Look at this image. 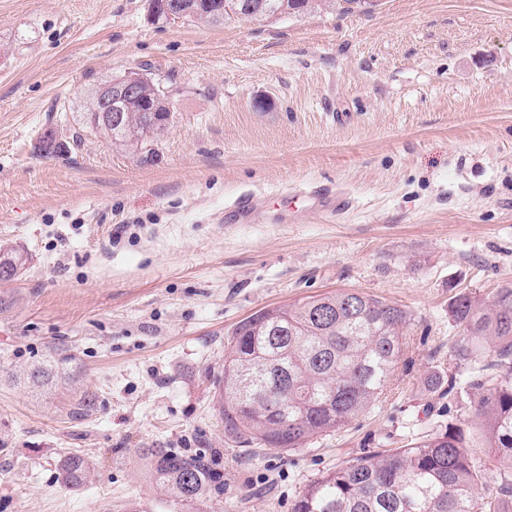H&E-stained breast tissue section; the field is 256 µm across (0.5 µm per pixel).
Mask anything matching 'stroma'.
Listing matches in <instances>:
<instances>
[{"label": "stroma", "mask_w": 512, "mask_h": 512, "mask_svg": "<svg viewBox=\"0 0 512 512\" xmlns=\"http://www.w3.org/2000/svg\"><path fill=\"white\" fill-rule=\"evenodd\" d=\"M0 243L28 252L0 285V512H165L135 451L216 455L206 512H289L318 474L469 420L429 391L448 370L455 295L512 287V0H368L216 25L154 19L147 0H0ZM150 69L174 117L154 159L87 136L34 153L97 86ZM330 184L355 208L295 223L229 213L245 191ZM356 289L411 314L377 405L295 451L224 437L210 380L257 311ZM83 373L99 405L15 367ZM98 463L78 491L60 454ZM15 377L38 388L51 387L58 378V370L52 364H33L22 371L16 370Z\"/></svg>", "instance_id": "obj_1"}]
</instances>
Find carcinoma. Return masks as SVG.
I'll use <instances>...</instances> for the list:
<instances>
[{
	"mask_svg": "<svg viewBox=\"0 0 512 512\" xmlns=\"http://www.w3.org/2000/svg\"><path fill=\"white\" fill-rule=\"evenodd\" d=\"M262 20L314 11L327 0H194L193 21L216 24L212 10ZM160 81L127 103L122 124L97 120L87 102L79 126L69 130L60 153L80 147L87 134L102 135L133 153L155 154L154 142L168 129L172 113L145 112ZM29 255L0 245V284L19 279ZM458 328L448 357V380L434 375L429 388L448 396L465 393L477 430L454 423L438 435L417 438L394 450L365 449L344 466L312 479L290 512H512V287L489 298L457 294L449 306ZM409 312L396 303L357 290H341L288 305L265 308L240 321L224 344V365L215 398L224 435L248 447L295 450L335 432L379 399L404 356ZM26 383L53 385L58 370L33 364L15 373ZM64 381L77 416L90 415L96 395L82 389L79 375ZM137 457L173 512L224 494V475L201 455L173 448H140ZM499 470L488 484V464ZM96 473L90 456H60L57 480L82 489Z\"/></svg>",
	"mask_w": 512,
	"mask_h": 512,
	"instance_id": "carcinoma-1",
	"label": "carcinoma"
}]
</instances>
